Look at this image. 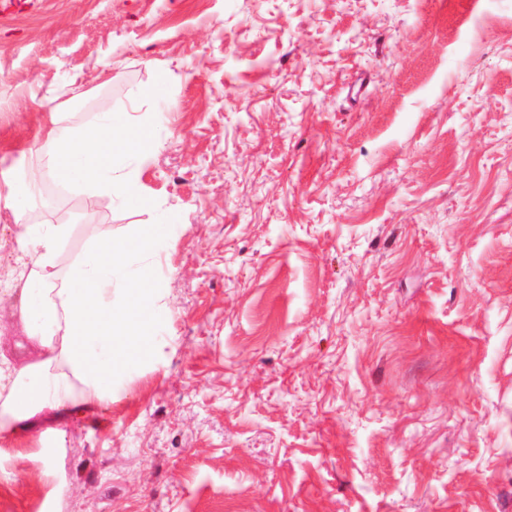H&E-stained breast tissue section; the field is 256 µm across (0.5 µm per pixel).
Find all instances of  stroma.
I'll use <instances>...</instances> for the list:
<instances>
[{
    "instance_id": "obj_1",
    "label": "stroma",
    "mask_w": 512,
    "mask_h": 512,
    "mask_svg": "<svg viewBox=\"0 0 512 512\" xmlns=\"http://www.w3.org/2000/svg\"><path fill=\"white\" fill-rule=\"evenodd\" d=\"M36 100L163 108L149 203L29 219L118 247L170 215L169 336L112 404L0 439L16 512H512V0H25L6 164Z\"/></svg>"
}]
</instances>
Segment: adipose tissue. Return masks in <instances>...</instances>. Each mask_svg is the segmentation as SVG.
<instances>
[{
  "mask_svg": "<svg viewBox=\"0 0 512 512\" xmlns=\"http://www.w3.org/2000/svg\"><path fill=\"white\" fill-rule=\"evenodd\" d=\"M39 113L47 133L38 168L0 172V207L18 227L13 249L24 286L17 315L37 355L15 364L0 354V438L41 414L111 404L166 344L159 259L169 244V216L119 248L85 225L87 246L68 261L75 225L26 221L31 189L47 178L119 205L143 199L141 175L163 132L162 114L142 121L104 112L78 128L56 110Z\"/></svg>",
  "mask_w": 512,
  "mask_h": 512,
  "instance_id": "ef3b65f1",
  "label": "adipose tissue"
}]
</instances>
